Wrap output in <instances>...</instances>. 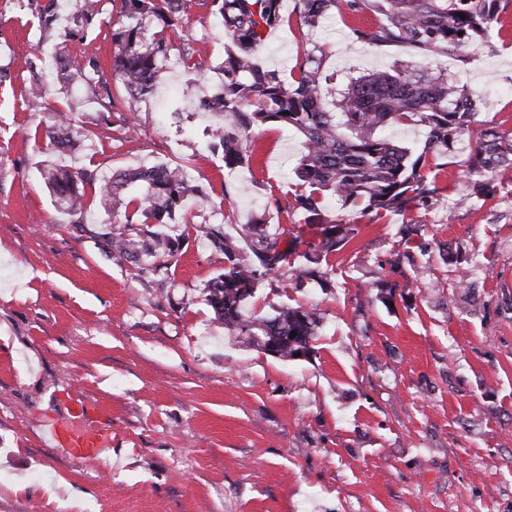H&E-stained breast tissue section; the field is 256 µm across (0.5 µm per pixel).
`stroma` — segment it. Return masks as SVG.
<instances>
[{
  "mask_svg": "<svg viewBox=\"0 0 512 512\" xmlns=\"http://www.w3.org/2000/svg\"><path fill=\"white\" fill-rule=\"evenodd\" d=\"M48 2L0 0V512H512V174L475 196L463 140L431 207L374 219L328 199L325 218L357 229L331 258L335 288H298L280 271L251 300L265 315L284 302L317 310L314 352L266 355L214 320L203 289L224 255L195 227L233 235L259 215L299 249L319 241L320 225L275 206L296 190L301 138L262 125L248 138L250 162L233 171L209 148L219 117L197 103L219 85L224 57L211 0H194L180 30L201 70L166 62L132 116L119 101L99 112L81 87L55 83L63 46L60 28L39 23ZM120 8L102 0L91 26H70L107 72ZM499 19L467 64H417L467 84L482 98L477 124L511 135L512 2ZM377 23L336 13L314 31L281 25L263 63L290 79L298 52L317 43L337 75L390 68L404 50L352 33ZM34 69L39 97L27 91ZM67 104L83 133L64 158L96 178L188 166L193 191L173 256L116 264L97 236L109 215L93 205L75 225L55 210L40 169L56 154L29 134ZM408 219L432 238L428 272L412 304L389 307L374 283ZM448 248L467 258L479 306L459 286L463 269L443 261ZM82 404L112 421L94 462L43 440L45 426H84Z\"/></svg>",
  "mask_w": 512,
  "mask_h": 512,
  "instance_id": "1",
  "label": "stroma"
}]
</instances>
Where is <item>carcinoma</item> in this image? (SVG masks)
I'll use <instances>...</instances> for the list:
<instances>
[{
  "mask_svg": "<svg viewBox=\"0 0 512 512\" xmlns=\"http://www.w3.org/2000/svg\"><path fill=\"white\" fill-rule=\"evenodd\" d=\"M101 0H77L75 18L86 25L100 13ZM224 25L226 46L219 89L202 97L199 107L222 117L210 134V148L222 150L224 167L235 168L250 160L246 138L251 128L276 123L303 139L304 151L293 174L298 191L287 207L308 214L310 223L323 221L327 197L362 211H406L436 204L441 198L438 175L448 166V151L470 131L479 111V99L464 83L445 73L428 74L414 58L430 53L453 55L466 61L467 47L489 40L499 23L503 0H294L296 21L317 28L330 14L344 7L351 15L365 12L381 17L370 29L356 28V38L376 46L405 47L410 55L391 68L350 79L346 88L335 87L336 73L325 67L326 51L312 44L297 57L291 81L265 67L262 49L271 30L287 22L282 0H212ZM191 0H121L125 21L112 33L118 52L112 73L106 75L96 55L83 44L77 53L60 55L56 80L81 81L102 111H112L113 91L121 94L127 111L156 89L162 63L173 52L191 70L197 50L178 35ZM116 89H111L109 81ZM414 125L423 139L409 147L384 134L390 127ZM80 131L71 111L51 110L44 133L55 144L61 136L73 143ZM469 175L473 192L493 191V177L512 169V137L484 128L471 140ZM42 178L57 211L82 218L88 203L108 214H123L124 230L112 233V224L100 236L118 260L137 263L172 255L177 238L163 231L183 211L189 192L186 168L158 163L151 169L127 170L98 186L88 195L93 176L83 168L55 162L44 167ZM224 253V272L207 282L205 301L214 319L242 343L282 359L304 358L313 353L321 316L302 305L283 303L266 316L244 311L259 284L285 267L301 284L315 280L322 288L336 287L329 257L347 246L355 229L326 227L317 244L297 251V240L280 248L261 217L241 230L239 241L210 224L196 227ZM423 225L413 221L398 225L396 235L408 244L422 237ZM390 272L404 287H418L426 267L415 253L397 250L387 260ZM297 335H292V332Z\"/></svg>",
  "mask_w": 512,
  "mask_h": 512,
  "instance_id": "1",
  "label": "carcinoma"
}]
</instances>
